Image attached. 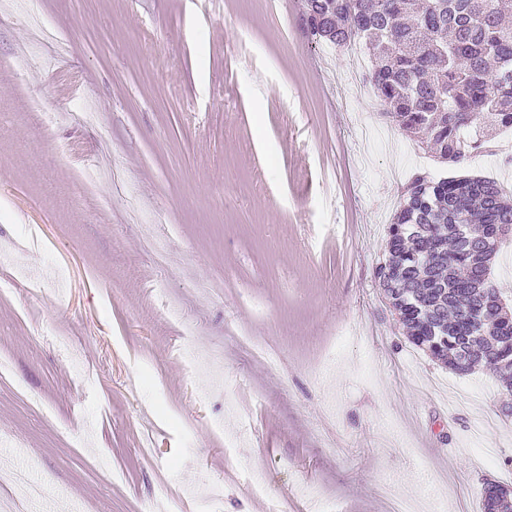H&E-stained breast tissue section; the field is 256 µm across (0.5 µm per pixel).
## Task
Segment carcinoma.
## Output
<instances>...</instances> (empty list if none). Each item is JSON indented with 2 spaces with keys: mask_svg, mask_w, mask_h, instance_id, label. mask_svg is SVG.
I'll use <instances>...</instances> for the list:
<instances>
[{
  "mask_svg": "<svg viewBox=\"0 0 512 512\" xmlns=\"http://www.w3.org/2000/svg\"><path fill=\"white\" fill-rule=\"evenodd\" d=\"M313 40L365 43L370 84L402 129L454 164L512 129V0H305ZM512 225V202L484 177L416 174L387 230L376 278L411 342L467 373L481 365L512 392V314L490 281ZM483 512H512L501 487H484Z\"/></svg>",
  "mask_w": 512,
  "mask_h": 512,
  "instance_id": "1",
  "label": "carcinoma"
}]
</instances>
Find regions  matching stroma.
Returning <instances> with one entry per match:
<instances>
[{
  "label": "stroma",
  "mask_w": 512,
  "mask_h": 512,
  "mask_svg": "<svg viewBox=\"0 0 512 512\" xmlns=\"http://www.w3.org/2000/svg\"><path fill=\"white\" fill-rule=\"evenodd\" d=\"M354 58L368 81L303 0H0V465L34 458L56 512H482L512 486V396L412 344L374 276L414 174L512 164L442 162ZM481 498L484 512H512V507L504 502V493L501 486L495 485L489 488L486 485L482 489Z\"/></svg>",
  "instance_id": "35a3bbf8"
}]
</instances>
